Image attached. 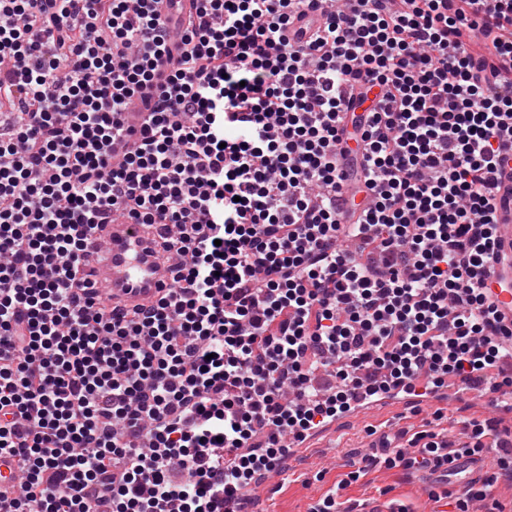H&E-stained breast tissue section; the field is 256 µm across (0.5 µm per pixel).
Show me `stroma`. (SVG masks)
I'll return each mask as SVG.
<instances>
[{
    "mask_svg": "<svg viewBox=\"0 0 512 512\" xmlns=\"http://www.w3.org/2000/svg\"><path fill=\"white\" fill-rule=\"evenodd\" d=\"M482 399L466 394L460 401L418 406H378L338 420L306 447L294 449L278 478L263 484L253 512H309L325 495L337 501L376 500L382 512H443L450 485L427 476H410L399 468L378 465L358 480H349L370 443L389 437L392 446L415 451V433L427 431L457 441L470 421L485 418Z\"/></svg>",
    "mask_w": 512,
    "mask_h": 512,
    "instance_id": "obj_1",
    "label": "stroma"
}]
</instances>
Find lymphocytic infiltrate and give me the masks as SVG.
<instances>
[{
  "label": "lymphocytic infiltrate",
  "mask_w": 512,
  "mask_h": 512,
  "mask_svg": "<svg viewBox=\"0 0 512 512\" xmlns=\"http://www.w3.org/2000/svg\"><path fill=\"white\" fill-rule=\"evenodd\" d=\"M164 2L0 0V455L22 474L0 512H249L355 402L474 389L497 363L473 278L512 155V0H348L302 45L309 0ZM351 82L383 95L343 224ZM118 221L166 227L173 285L107 309L83 259ZM491 450L456 512H504L512 443L476 423L459 451Z\"/></svg>",
  "instance_id": "1"
}]
</instances>
